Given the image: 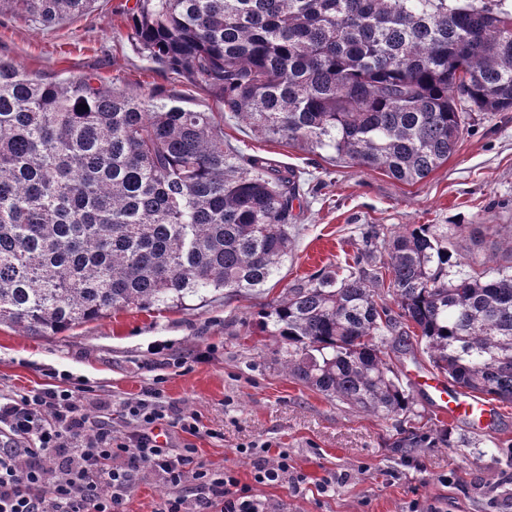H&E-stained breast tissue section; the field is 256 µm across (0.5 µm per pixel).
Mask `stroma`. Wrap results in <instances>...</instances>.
I'll return each mask as SVG.
<instances>
[{"label": "stroma", "instance_id": "obj_1", "mask_svg": "<svg viewBox=\"0 0 512 512\" xmlns=\"http://www.w3.org/2000/svg\"><path fill=\"white\" fill-rule=\"evenodd\" d=\"M134 3L96 0L92 11L49 27L0 12V59L51 78L94 73L134 89L172 86L199 109L218 111L213 98L173 81L128 41ZM224 141L242 155L294 169L309 188L278 282L261 295L216 297L204 306L115 311L56 336L1 325L0 394L44 387L54 373L72 375L111 399L90 419L108 420L119 436L130 427L126 401L161 388L164 401L200 418L192 439L162 423L168 447L193 441L199 460L235 471L268 512H512V405H500L475 428L441 419L414 392L419 425L433 441L397 448L393 420L286 375L276 344L261 331L262 311L284 289L351 261L366 239L413 224L447 225L448 250L470 273L493 277L512 266L501 235L512 226V112L476 115L448 160L413 185L380 170L332 165L235 120L225 121ZM206 348L207 362L180 368L181 359ZM250 443L287 450L288 479L254 483L252 459L240 452ZM297 474L304 478L298 487Z\"/></svg>", "mask_w": 512, "mask_h": 512}]
</instances>
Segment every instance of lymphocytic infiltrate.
Returning <instances> with one entry per match:
<instances>
[{"mask_svg":"<svg viewBox=\"0 0 512 512\" xmlns=\"http://www.w3.org/2000/svg\"><path fill=\"white\" fill-rule=\"evenodd\" d=\"M106 403L86 381L0 395V512H124L143 473L168 489L155 512H264L235 472L198 461L187 443L158 444L156 425L174 418L190 437L200 432L196 414L174 410L160 389L127 403L132 424L116 437L89 414Z\"/></svg>","mask_w":512,"mask_h":512,"instance_id":"1","label":"lymphocytic infiltrate"}]
</instances>
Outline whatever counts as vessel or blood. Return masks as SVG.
<instances>
[{
	"label": "vessel or blood",
	"instance_id": "b4317fda",
	"mask_svg": "<svg viewBox=\"0 0 512 512\" xmlns=\"http://www.w3.org/2000/svg\"><path fill=\"white\" fill-rule=\"evenodd\" d=\"M409 381L416 389L428 396L440 417L456 421L464 420L472 424L490 416L495 411L490 400L469 395L460 387L449 385L439 376L413 375L410 376Z\"/></svg>",
	"mask_w": 512,
	"mask_h": 512
}]
</instances>
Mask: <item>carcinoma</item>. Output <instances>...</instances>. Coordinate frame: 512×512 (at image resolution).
<instances>
[{
    "instance_id": "carcinoma-1",
    "label": "carcinoma",
    "mask_w": 512,
    "mask_h": 512,
    "mask_svg": "<svg viewBox=\"0 0 512 512\" xmlns=\"http://www.w3.org/2000/svg\"><path fill=\"white\" fill-rule=\"evenodd\" d=\"M94 0H0L52 26ZM127 39L215 99L0 60V325L56 336L116 310L261 292L291 254L300 175L224 147V117L336 164L414 184L472 112L512 111V0H135ZM88 105L83 110L80 105ZM383 249L393 311L381 274ZM448 230L417 224L263 313L284 372L393 419L410 333L472 393L512 403V273L448 277ZM400 448L430 442L400 428Z\"/></svg>"
}]
</instances>
